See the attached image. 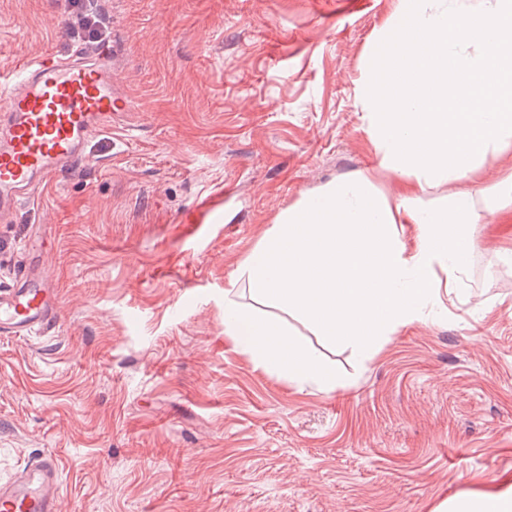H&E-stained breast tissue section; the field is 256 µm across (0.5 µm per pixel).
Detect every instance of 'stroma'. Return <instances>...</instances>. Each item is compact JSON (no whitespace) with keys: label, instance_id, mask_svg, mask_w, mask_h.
I'll use <instances>...</instances> for the list:
<instances>
[{"label":"stroma","instance_id":"obj_1","mask_svg":"<svg viewBox=\"0 0 512 512\" xmlns=\"http://www.w3.org/2000/svg\"><path fill=\"white\" fill-rule=\"evenodd\" d=\"M131 116L0 224L32 226L55 326L0 338V480L54 455L59 512H432L512 475V214L475 227L448 310L368 359L296 339L336 386L301 390L224 334V285L276 217L376 167L359 101L397 0H83ZM72 0H0V72L81 42ZM512 170L468 184L495 205Z\"/></svg>","mask_w":512,"mask_h":512}]
</instances>
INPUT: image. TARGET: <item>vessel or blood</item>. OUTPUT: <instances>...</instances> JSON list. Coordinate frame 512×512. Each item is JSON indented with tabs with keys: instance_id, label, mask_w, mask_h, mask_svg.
I'll use <instances>...</instances> for the list:
<instances>
[{
	"instance_id": "b4317fda",
	"label": "vessel or blood",
	"mask_w": 512,
	"mask_h": 512,
	"mask_svg": "<svg viewBox=\"0 0 512 512\" xmlns=\"http://www.w3.org/2000/svg\"><path fill=\"white\" fill-rule=\"evenodd\" d=\"M105 49L44 57L0 81V221L38 188L85 160L92 135L130 112ZM59 290L40 260L0 282V337L27 339L56 320ZM61 473L46 455L0 480V512H58Z\"/></svg>"
}]
</instances>
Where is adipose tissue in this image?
<instances>
[{
  "label": "adipose tissue",
  "mask_w": 512,
  "mask_h": 512,
  "mask_svg": "<svg viewBox=\"0 0 512 512\" xmlns=\"http://www.w3.org/2000/svg\"><path fill=\"white\" fill-rule=\"evenodd\" d=\"M382 37L397 45L369 57L362 98L379 169L398 192L363 175L304 197L224 287L225 336L298 389L335 387L336 374L280 318L242 304L238 289L368 357L380 338L430 319L437 268L450 288L466 275L474 227L493 214L456 185L476 176L487 154L512 157V0L469 10L398 0ZM442 183L455 187L447 205L421 207ZM434 512H512V480L448 498Z\"/></svg>",
  "instance_id": "obj_1"
}]
</instances>
